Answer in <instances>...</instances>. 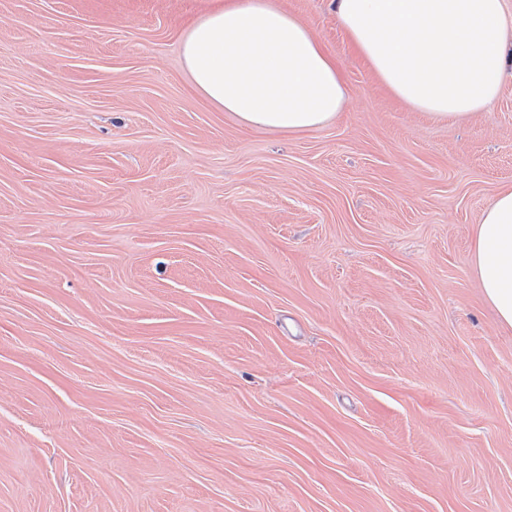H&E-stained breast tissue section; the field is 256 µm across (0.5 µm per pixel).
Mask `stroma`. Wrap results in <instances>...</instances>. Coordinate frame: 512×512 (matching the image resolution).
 Masks as SVG:
<instances>
[{
    "label": "stroma",
    "mask_w": 512,
    "mask_h": 512,
    "mask_svg": "<svg viewBox=\"0 0 512 512\" xmlns=\"http://www.w3.org/2000/svg\"><path fill=\"white\" fill-rule=\"evenodd\" d=\"M342 112L191 87L214 0H0V512H512V329L471 273L512 77L441 123L331 0Z\"/></svg>",
    "instance_id": "35a3bbf8"
}]
</instances>
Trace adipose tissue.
<instances>
[{
  "label": "adipose tissue",
  "instance_id": "1",
  "mask_svg": "<svg viewBox=\"0 0 512 512\" xmlns=\"http://www.w3.org/2000/svg\"><path fill=\"white\" fill-rule=\"evenodd\" d=\"M355 50L402 102L439 122L483 111L512 66L504 0H335ZM193 89L245 126L313 131L336 118L347 87L336 56L272 0H218L180 42ZM471 268L512 329V188L486 205Z\"/></svg>",
  "mask_w": 512,
  "mask_h": 512
}]
</instances>
